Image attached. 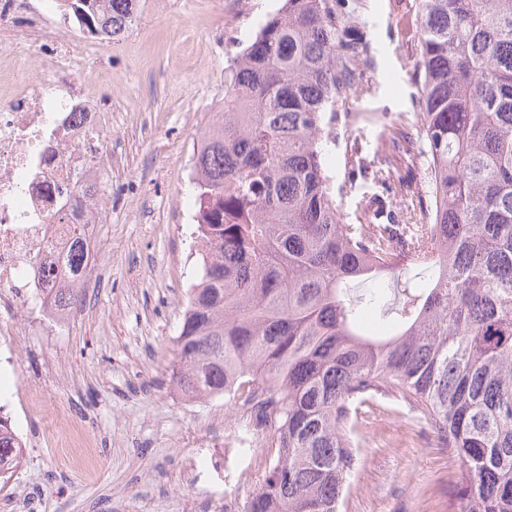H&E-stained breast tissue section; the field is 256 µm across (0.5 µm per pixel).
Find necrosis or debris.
Instances as JSON below:
<instances>
[{"mask_svg":"<svg viewBox=\"0 0 512 512\" xmlns=\"http://www.w3.org/2000/svg\"><path fill=\"white\" fill-rule=\"evenodd\" d=\"M64 0H0V345L18 335L31 300L51 296L62 277L83 289L99 274L112 181L99 157L112 116L92 74L111 37H86L79 11ZM95 204L75 209L78 190ZM83 227L84 266L70 275L69 227Z\"/></svg>","mask_w":512,"mask_h":512,"instance_id":"obj_1","label":"necrosis or debris"}]
</instances>
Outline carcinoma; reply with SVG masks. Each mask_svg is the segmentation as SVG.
<instances>
[{"instance_id":"obj_1","label":"carcinoma","mask_w":512,"mask_h":512,"mask_svg":"<svg viewBox=\"0 0 512 512\" xmlns=\"http://www.w3.org/2000/svg\"><path fill=\"white\" fill-rule=\"evenodd\" d=\"M135 3L105 0L84 24L118 37ZM352 16L345 0H284L226 75L194 153L202 263L175 379L272 433L246 512H338L358 405L386 393L466 467L449 512H512V0H415L430 195L403 224L345 217L326 173L336 102L357 90ZM401 138L383 143V185L414 165ZM369 283L382 288L357 294ZM369 308L395 332L367 334ZM23 448L0 416L1 480Z\"/></svg>"}]
</instances>
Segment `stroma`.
<instances>
[{
  "instance_id": "1",
  "label": "stroma",
  "mask_w": 512,
  "mask_h": 512,
  "mask_svg": "<svg viewBox=\"0 0 512 512\" xmlns=\"http://www.w3.org/2000/svg\"><path fill=\"white\" fill-rule=\"evenodd\" d=\"M367 44L354 75L360 90L336 105L338 143L329 164L343 213L388 194L406 214L427 195L425 159L409 186L385 192L349 157L382 161L376 148L417 123V36L406 0H359ZM283 0H137L135 21L112 43V222L104 228L101 274L82 299L85 318L56 336L26 318L23 355L0 367V411L26 448L0 488V512H216L246 506L241 485L262 475L268 434H252L221 399H189L177 388V336L201 257L194 244V150L224 108V79ZM36 383L50 414L68 419L91 454L62 469L53 443L37 442L49 416H23L17 392ZM359 458L342 512H448L463 484L460 461L407 402L378 395L363 404L353 438Z\"/></svg>"
}]
</instances>
